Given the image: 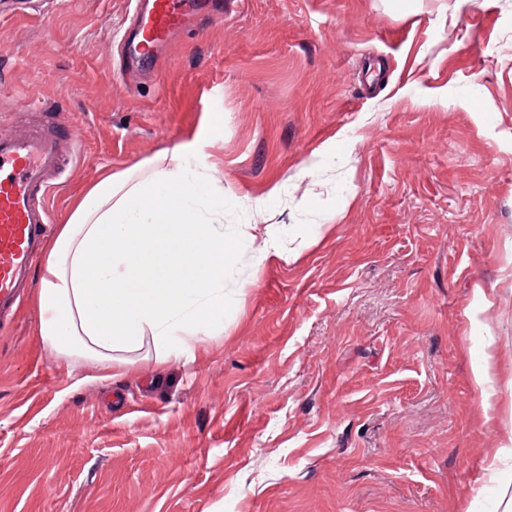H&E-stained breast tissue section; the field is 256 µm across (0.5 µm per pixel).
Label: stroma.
I'll use <instances>...</instances> for the list:
<instances>
[{
	"label": "stroma",
	"instance_id": "35a3bbf8",
	"mask_svg": "<svg viewBox=\"0 0 512 512\" xmlns=\"http://www.w3.org/2000/svg\"><path fill=\"white\" fill-rule=\"evenodd\" d=\"M131 9L0 0V134L63 111L55 231L183 147L224 182V317L113 379L43 341L34 297L0 318V512H502L512 0H229L151 80L114 71Z\"/></svg>",
	"mask_w": 512,
	"mask_h": 512
}]
</instances>
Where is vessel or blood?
<instances>
[{"label":"vessel or blood","instance_id":"1","mask_svg":"<svg viewBox=\"0 0 512 512\" xmlns=\"http://www.w3.org/2000/svg\"><path fill=\"white\" fill-rule=\"evenodd\" d=\"M197 7L196 0H136L134 57L148 60ZM75 154V147L52 130L0 135V314L14 311L22 301L28 272L48 232L47 197L54 177Z\"/></svg>","mask_w":512,"mask_h":512}]
</instances>
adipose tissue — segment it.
<instances>
[{
    "label": "adipose tissue",
    "instance_id": "adipose-tissue-1",
    "mask_svg": "<svg viewBox=\"0 0 512 512\" xmlns=\"http://www.w3.org/2000/svg\"><path fill=\"white\" fill-rule=\"evenodd\" d=\"M182 150L86 191L46 247L36 301L44 340L101 371L151 337L159 359L224 314V186L184 176Z\"/></svg>",
    "mask_w": 512,
    "mask_h": 512
}]
</instances>
